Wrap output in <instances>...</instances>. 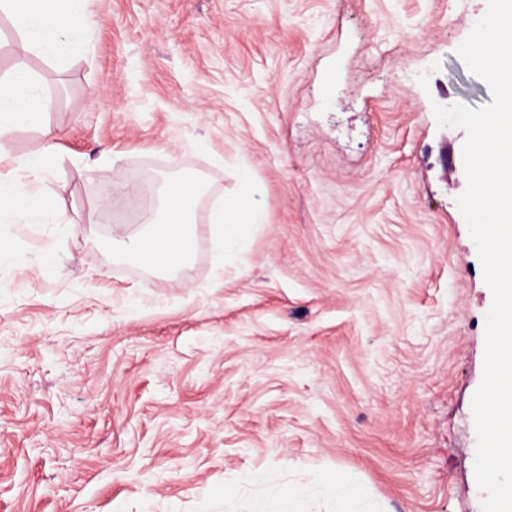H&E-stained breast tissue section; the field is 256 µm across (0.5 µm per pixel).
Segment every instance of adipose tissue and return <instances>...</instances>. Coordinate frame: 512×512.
Wrapping results in <instances>:
<instances>
[{"mask_svg":"<svg viewBox=\"0 0 512 512\" xmlns=\"http://www.w3.org/2000/svg\"><path fill=\"white\" fill-rule=\"evenodd\" d=\"M93 0H0V12L14 15L20 25L16 45V70L9 79L0 80V138L35 123L46 108L47 99L28 75L27 54L54 55L62 36L95 23ZM54 157V147L44 144L15 157L11 174H0V213L37 217L48 209L46 198L38 191L44 183ZM116 191L123 194L133 209L142 213V226L116 242L127 260L154 272L175 273L186 267L193 255L197 228L190 204L195 189L189 179L168 180L159 190V210H147L143 200L151 188L142 183L120 181ZM262 221L259 209H242L234 202H219L211 210L209 230L221 248L243 250L245 228ZM180 247V258L167 264L162 260L169 243Z\"/></svg>","mask_w":512,"mask_h":512,"instance_id":"adipose-tissue-1","label":"adipose tissue"}]
</instances>
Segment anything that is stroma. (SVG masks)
Wrapping results in <instances>:
<instances>
[{
	"instance_id": "obj_1",
	"label": "stroma",
	"mask_w": 512,
	"mask_h": 512,
	"mask_svg": "<svg viewBox=\"0 0 512 512\" xmlns=\"http://www.w3.org/2000/svg\"><path fill=\"white\" fill-rule=\"evenodd\" d=\"M25 64L47 219L0 216V512H481L473 396L492 304L457 205L491 103L456 50L487 0H95ZM251 172L244 187L241 168ZM189 172L259 208L216 285L113 256V185ZM105 207H98V200ZM50 262H42L44 252Z\"/></svg>"
}]
</instances>
